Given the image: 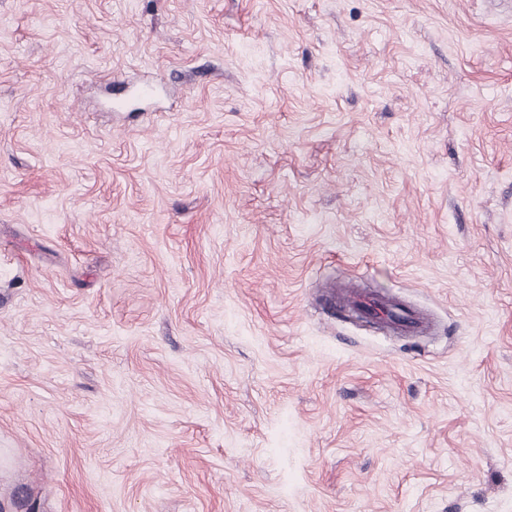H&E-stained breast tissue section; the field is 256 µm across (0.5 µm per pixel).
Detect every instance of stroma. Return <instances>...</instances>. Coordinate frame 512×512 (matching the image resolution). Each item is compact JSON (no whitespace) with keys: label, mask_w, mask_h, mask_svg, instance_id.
I'll return each instance as SVG.
<instances>
[{"label":"stroma","mask_w":512,"mask_h":512,"mask_svg":"<svg viewBox=\"0 0 512 512\" xmlns=\"http://www.w3.org/2000/svg\"><path fill=\"white\" fill-rule=\"evenodd\" d=\"M0 512H512V0H0ZM345 305L374 321L378 326L403 334L417 335L427 327L425 320L411 309L358 288H351L348 291Z\"/></svg>","instance_id":"stroma-1"}]
</instances>
